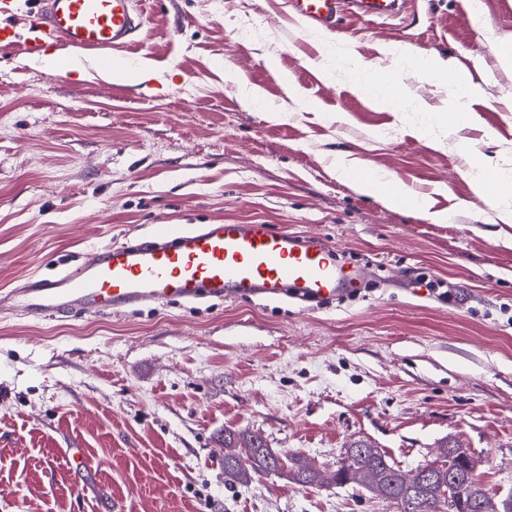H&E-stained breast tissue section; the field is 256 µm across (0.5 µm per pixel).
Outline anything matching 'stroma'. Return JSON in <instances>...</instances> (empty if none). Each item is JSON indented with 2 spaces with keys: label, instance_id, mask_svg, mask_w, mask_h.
I'll use <instances>...</instances> for the list:
<instances>
[{
  "label": "stroma",
  "instance_id": "35a3bbf8",
  "mask_svg": "<svg viewBox=\"0 0 512 512\" xmlns=\"http://www.w3.org/2000/svg\"><path fill=\"white\" fill-rule=\"evenodd\" d=\"M288 2L150 0L126 51L150 62L145 80L0 54V291L156 224H270L374 270L315 309L0 311V512H396L353 484L227 486L228 429L325 468L359 439L406 471L451 440L490 492L512 491V223L466 175L471 152L512 171V0H483L488 32L470 0H414L401 26L350 17L328 34ZM398 43L483 86L474 123L431 120L452 90L413 67L401 111L355 91L348 71L390 65L381 49ZM342 155L447 222L357 192L336 177Z\"/></svg>",
  "mask_w": 512,
  "mask_h": 512
}]
</instances>
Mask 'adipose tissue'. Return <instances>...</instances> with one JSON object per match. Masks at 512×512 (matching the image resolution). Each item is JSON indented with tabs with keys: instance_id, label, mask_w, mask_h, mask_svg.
<instances>
[{
	"instance_id": "adipose-tissue-1",
	"label": "adipose tissue",
	"mask_w": 512,
	"mask_h": 512,
	"mask_svg": "<svg viewBox=\"0 0 512 512\" xmlns=\"http://www.w3.org/2000/svg\"><path fill=\"white\" fill-rule=\"evenodd\" d=\"M387 52L401 62L411 63L437 83L455 87L457 93L454 115L460 121L471 122L472 111L468 103L472 98L482 96L483 89L480 85L466 80L455 63L420 53L411 46H391ZM354 85L360 93L372 96L374 102L381 108L393 112L400 110L403 88L397 81L394 71L384 70L369 63L362 65L358 69ZM336 176L349 182L362 194L380 197L386 206H400L402 200L407 198L411 200L413 210L429 215L432 221L443 222L447 219L445 213L432 210L427 197L412 195L397 178H384L371 170L362 171L357 161L344 159L337 162Z\"/></svg>"
}]
</instances>
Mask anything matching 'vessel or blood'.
<instances>
[{"label":"vessel or blood","instance_id":"vessel-or-blood-1","mask_svg":"<svg viewBox=\"0 0 512 512\" xmlns=\"http://www.w3.org/2000/svg\"><path fill=\"white\" fill-rule=\"evenodd\" d=\"M291 6L311 30L326 32L346 7L371 20H397L408 0H291ZM142 18L138 0H35L23 27L0 26V50L18 48L35 58L65 48L103 68H121L127 60L120 51L132 44ZM365 276L322 240L268 224H160L139 242L97 247L78 263L1 292L0 308L55 320L169 301L325 302Z\"/></svg>","mask_w":512,"mask_h":512}]
</instances>
